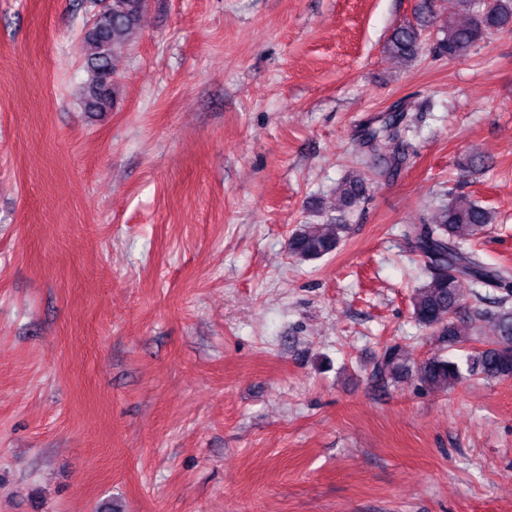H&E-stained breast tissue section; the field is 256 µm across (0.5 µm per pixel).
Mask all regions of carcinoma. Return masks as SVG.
I'll return each instance as SVG.
<instances>
[{"mask_svg":"<svg viewBox=\"0 0 512 512\" xmlns=\"http://www.w3.org/2000/svg\"><path fill=\"white\" fill-rule=\"evenodd\" d=\"M96 20L83 28L81 49L89 73L84 87L85 108L91 113L109 112L116 107L117 63L138 30L149 0H91ZM462 20L452 19L438 30L433 50L450 59L460 58L488 35L512 31V0H457ZM432 0H419L416 22L394 29L389 52L407 61L416 60L424 47L430 26ZM401 134L399 119L389 116L368 133L367 144L380 143ZM365 181L350 175L338 183L342 207L351 209L363 198ZM494 223V214L478 201L455 195L439 206L431 221L414 226L409 235L421 256H433L426 264L427 279L412 297L413 316L419 325L433 329L448 346L468 341L471 324L459 316L464 279L499 291L500 312L491 347L452 361L434 355L417 365L421 383L451 388L465 376L501 378L512 376V276L506 270L484 266L466 245L484 228ZM343 220L329 217L317 224H303L288 240V253L298 261H312L333 253L342 240Z\"/></svg>","mask_w":512,"mask_h":512,"instance_id":"carcinoma-1","label":"carcinoma"}]
</instances>
